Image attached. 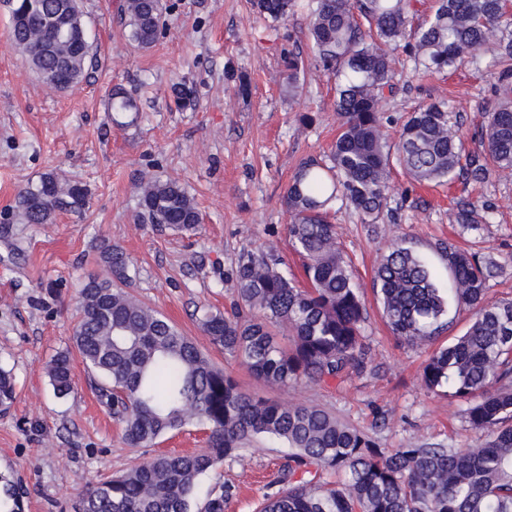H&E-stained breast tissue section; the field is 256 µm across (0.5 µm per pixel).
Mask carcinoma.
Masks as SVG:
<instances>
[{"mask_svg": "<svg viewBox=\"0 0 512 512\" xmlns=\"http://www.w3.org/2000/svg\"><path fill=\"white\" fill-rule=\"evenodd\" d=\"M274 20H286L298 0H252ZM417 0H307L308 37L319 65L336 74L340 128L331 165L314 159L299 166L284 192L291 214L288 236L304 259L308 287L288 276L277 249L243 253L234 272L231 312L206 311L199 328L209 344L241 359L272 386L342 380L367 366L362 324L366 306L328 220L335 200L364 223L387 208L393 165L420 184L454 179L482 183L512 173V17L504 0H437L433 14L413 28ZM10 41L33 71L59 90L78 85L92 60L80 0H16ZM131 39L143 48L159 37L160 0H127ZM70 22L61 44L42 27L46 16ZM401 48L418 75L441 74L477 53L494 68L496 105L483 113L481 154H464L460 127L444 101L413 111L395 140L384 131L378 102L398 90L393 51ZM299 55L282 57L288 93L299 90ZM112 111L137 112L122 90ZM140 219L178 232L201 223L193 197L172 180L140 186ZM88 188L51 171L19 194L25 224H51L60 213H79ZM463 230L477 229L476 211L452 214ZM451 277L443 291L425 261L410 248L388 247L373 286L391 333L412 346L431 344L447 326L449 303L473 314L467 331L436 349L423 367L429 390L447 386L466 403L468 422L492 430L481 448H382L365 432L327 410L281 404L246 394L237 379L216 368L198 345L130 290L131 261L102 242L105 274L90 275L79 292L74 348L87 371L101 379L100 396L123 424L132 448H147L194 420L209 427L208 447L195 453L156 454L120 476L86 483L82 512H194L198 478L220 467L258 438L288 445L281 482L261 512H512V301L487 299L495 262L456 246L442 247ZM288 331L281 343L274 328ZM47 374L54 394L73 391L70 351L58 353ZM12 371L0 367V406L15 401ZM327 471L339 481L323 480ZM236 487L213 489L201 512H224Z\"/></svg>", "mask_w": 512, "mask_h": 512, "instance_id": "cac0c4a2", "label": "carcinoma"}]
</instances>
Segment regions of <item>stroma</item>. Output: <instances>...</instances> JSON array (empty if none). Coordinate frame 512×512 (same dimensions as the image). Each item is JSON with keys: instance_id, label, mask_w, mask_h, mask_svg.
I'll return each mask as SVG.
<instances>
[{"instance_id": "1", "label": "stroma", "mask_w": 512, "mask_h": 512, "mask_svg": "<svg viewBox=\"0 0 512 512\" xmlns=\"http://www.w3.org/2000/svg\"><path fill=\"white\" fill-rule=\"evenodd\" d=\"M164 2L165 30L142 48L128 37L124 0H83L96 61L81 84L65 91L44 84L11 47L9 12L0 6V365L12 369L17 391L15 403L0 411V477L18 489L21 512H76L86 481L121 474L159 453L207 445L206 425L194 421L153 447H129L77 355L73 391L54 395L46 367L73 346L78 291L98 273L104 241L134 263V294L195 340L245 392L324 408L384 448L486 443L490 431L473 429L447 389L423 386L421 369L431 349L392 335L372 277L385 247L402 243L447 286L441 244L457 237L496 260L488 299H512V175L419 186L393 170L389 211L374 224L333 204L338 240L366 300L367 368L330 383L265 385L210 347L198 319L203 311L230 308L232 274L243 251L274 246L289 273L303 281L302 261L288 243L283 194L303 160L324 161L331 153L340 125L336 78L315 61L305 12L275 22L257 14L250 0ZM286 50L299 53L304 65L303 91L295 97L281 76ZM397 59L402 89L378 104L389 136L419 106L444 100L462 125L466 150L481 151L476 130L495 103L488 59L478 54L458 69L425 77L413 74L405 54ZM239 74L250 83L249 96L236 92ZM178 83L190 88L189 101L176 103ZM117 86L139 105L134 125L113 120L108 98ZM51 170L87 186L85 210L50 224L19 223V192ZM148 178L171 179L188 191L202 216L196 233L139 223L138 186ZM463 203L489 214L462 235L449 216ZM290 453L281 442H252L239 458L201 477L196 505L227 482L237 491L225 512H259L264 495L279 490Z\"/></svg>"}]
</instances>
